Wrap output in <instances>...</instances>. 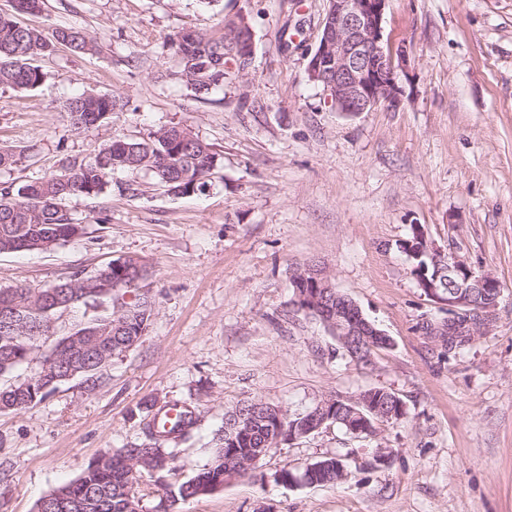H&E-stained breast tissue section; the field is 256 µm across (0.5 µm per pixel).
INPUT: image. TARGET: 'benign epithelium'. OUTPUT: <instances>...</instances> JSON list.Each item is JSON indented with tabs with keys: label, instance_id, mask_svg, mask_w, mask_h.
<instances>
[{
	"label": "benign epithelium",
	"instance_id": "obj_1",
	"mask_svg": "<svg viewBox=\"0 0 512 512\" xmlns=\"http://www.w3.org/2000/svg\"><path fill=\"white\" fill-rule=\"evenodd\" d=\"M388 0H328V9L316 49L308 63V76L329 92L332 106L345 115L369 112L379 106L397 108L404 90L399 74L407 73L405 51L392 54L383 42V27ZM236 35L241 60L250 64L254 54L255 34L248 23L237 24ZM419 245L406 241L403 252L419 261L413 266L418 286L436 302L448 305V312L463 314V309L479 305L483 324L493 318L501 296L496 278L477 272L457 256H448V269H441V251L429 245L423 229L414 227ZM448 272V290L440 292L436 280ZM292 280L301 284L294 301L300 311L314 313L331 325V335L343 346L354 349L364 343H387V334L362 312L356 302L335 286L318 269L299 272ZM376 389L363 392L349 401L348 417L339 406L343 401L325 399L310 410L297 414L301 423L291 417L279 420L277 445L298 440L334 421L345 425L356 437L375 435L379 419L398 418L405 410L402 401L388 395V403L376 405L370 395Z\"/></svg>",
	"mask_w": 512,
	"mask_h": 512
}]
</instances>
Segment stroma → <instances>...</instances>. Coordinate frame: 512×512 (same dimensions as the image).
<instances>
[{
    "label": "stroma",
    "instance_id": "obj_1",
    "mask_svg": "<svg viewBox=\"0 0 512 512\" xmlns=\"http://www.w3.org/2000/svg\"><path fill=\"white\" fill-rule=\"evenodd\" d=\"M327 0H45L17 21L52 36L81 28L97 43L39 58L34 90L0 88V145L25 183L83 163L116 138L175 124L219 162L203 194L174 196L151 173L114 174L95 198L65 207L84 232L47 252L0 254V288H46L131 256L152 270L144 336L94 381L74 378L29 408L0 413V512L37 500L90 462L140 442L131 410L188 405L201 416L181 443L176 477L205 465L224 414L262 400L302 412L329 395L395 392L399 421L355 439L336 427L274 449L264 480L238 478L181 512H512V0H389L384 42L404 49L398 108L336 112L310 81ZM244 15L250 67L200 99L179 78L170 36L215 31ZM112 94V121L78 134L64 100ZM134 191H127V184ZM435 247L491 272L502 297L493 321L456 358L425 321L447 305L426 297L401 250L411 225ZM323 269L392 340L372 366L346 356L315 317L292 305L296 270ZM378 448L389 467L368 468ZM342 455L336 487L274 480Z\"/></svg>",
    "mask_w": 512,
    "mask_h": 512
}]
</instances>
